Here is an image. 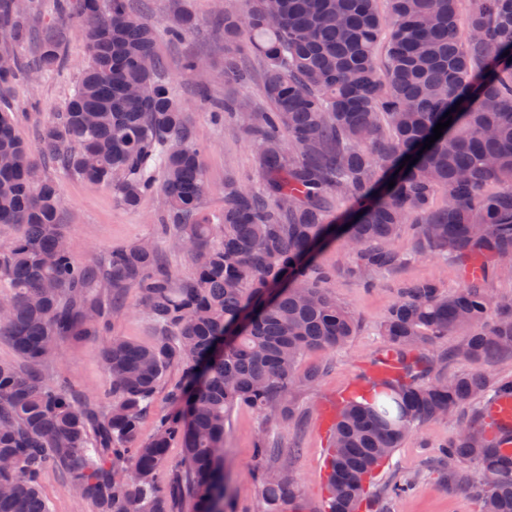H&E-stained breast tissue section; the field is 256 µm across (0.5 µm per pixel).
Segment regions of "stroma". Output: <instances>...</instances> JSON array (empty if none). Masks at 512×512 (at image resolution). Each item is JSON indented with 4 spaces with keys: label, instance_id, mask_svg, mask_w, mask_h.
Masks as SVG:
<instances>
[{
    "label": "stroma",
    "instance_id": "obj_1",
    "mask_svg": "<svg viewBox=\"0 0 512 512\" xmlns=\"http://www.w3.org/2000/svg\"><path fill=\"white\" fill-rule=\"evenodd\" d=\"M145 17L160 32L156 52L161 69L172 92L185 108L190 126L203 150L200 156L207 191L202 206L206 212L224 209V182L233 178L253 186L258 181L255 165L256 148L240 132L232 113H225L223 124L210 120L225 99L237 100L244 111L267 112L271 103L262 83V66L246 46L236 50L247 77L242 83L224 79V33L217 28L218 15L226 10L237 11L242 0H145ZM192 13L195 30L183 40H170L167 29L173 25L177 11ZM63 39L64 66L42 79L18 77L6 93L19 115L18 135L29 144H36L40 126L62 111L72 95L87 52L78 34L75 21L57 25ZM201 58L206 74H198L185 66L187 57ZM63 196L62 221L67 226L71 252L81 260L105 254L121 247L155 237L164 215L159 195L143 197L138 208L124 207L113 192L94 187L77 178L55 172ZM396 249L406 260L383 272L356 278L348 269L353 253L343 243H336L319 253L318 265L331 272L327 288L356 317L359 327L346 345L305 354L299 370L317 366L322 375L313 386L299 388L294 394L295 415L292 419L267 426L255 411L241 407L232 410L224 427V469L231 487L236 512H258L259 486L254 475L259 468L255 456V440L268 432L277 458L288 464L310 512H323L325 500V457L328 439L320 429L321 401L343 389L351 381L367 374L377 355L384 348L378 328L388 309L397 299L399 283L411 280H432L443 289H454L466 279L461 262L440 254H421L412 226H404ZM123 336L140 344L153 342L156 331L143 313L136 289H129L126 301L112 313L106 336H94L84 342H62L54 361L43 368L45 378L68 377L76 397L83 402H97L107 386L108 378L101 359L106 337ZM478 411L470 406L447 418L421 423L395 448L388 466L370 484L369 493L381 492L388 477L412 479L415 485L408 493L394 498L389 512H480L479 503L467 493L449 491L441 483L428 462L438 444L454 435L458 426Z\"/></svg>",
    "mask_w": 512,
    "mask_h": 512
}]
</instances>
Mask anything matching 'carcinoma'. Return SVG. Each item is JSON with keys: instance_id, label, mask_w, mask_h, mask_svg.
Here are the masks:
<instances>
[{"instance_id": "cac0c4a2", "label": "carcinoma", "mask_w": 512, "mask_h": 512, "mask_svg": "<svg viewBox=\"0 0 512 512\" xmlns=\"http://www.w3.org/2000/svg\"><path fill=\"white\" fill-rule=\"evenodd\" d=\"M244 0L219 15L224 44L246 41L262 63L273 105L240 130L257 144L261 185H224V211L201 209L207 186L201 145L182 103L161 79L156 31L131 0H54L55 16L79 20L87 48L74 94L46 124L37 147L21 139L0 103V224L21 234L0 252V338L29 364L0 362V512H50L42 482L64 471L91 512H233L224 471V423L248 406L268 420L294 414L293 390L312 385L304 353L346 343L358 328L329 295L319 250L344 242L352 272L391 269L401 229L415 226L423 253L470 265L512 256V0ZM29 12L0 0V52L27 40ZM64 64L51 32L29 71ZM242 79L235 56L224 81ZM450 113L443 135L422 150ZM418 159L408 167L406 156ZM90 185L109 186L134 208L163 195L159 238L191 255L195 271L166 266L152 242L112 249L98 262L62 245V197L41 160ZM162 170L156 181L153 170ZM395 181L388 188L389 181ZM445 202L436 205L437 196ZM347 203L332 215L333 204ZM473 276L454 292L429 280L399 284L381 325L385 348L411 359L405 376L376 379L339 408L330 430L324 512L372 509L367 487L406 434L488 395H512V379L486 371L432 376L448 358L489 364L512 352V297L493 298ZM137 289L157 336L140 345L110 338L101 355L108 387L82 403L71 382L38 372L58 343L107 330L112 310ZM467 340L436 361L428 347L452 333ZM178 368L177 380L167 372ZM170 410L153 434L140 423L160 385ZM476 415L440 445L433 470L448 488L477 497L482 512H512V454ZM183 457L158 485L168 449ZM256 455L260 512H298L300 489L284 464Z\"/></svg>"}]
</instances>
